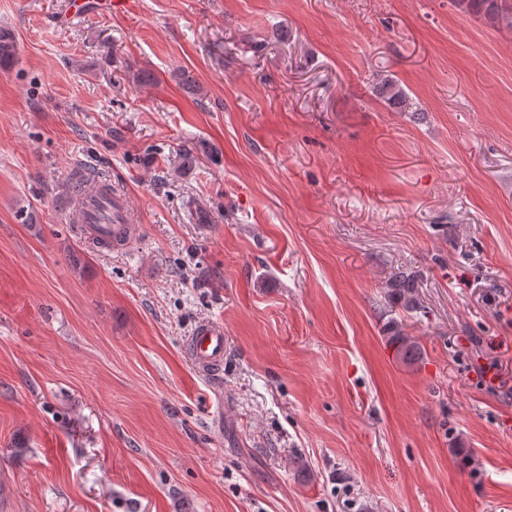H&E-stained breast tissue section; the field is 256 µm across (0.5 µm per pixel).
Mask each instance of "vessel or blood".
<instances>
[{
	"instance_id": "b4317fda",
	"label": "vessel or blood",
	"mask_w": 512,
	"mask_h": 512,
	"mask_svg": "<svg viewBox=\"0 0 512 512\" xmlns=\"http://www.w3.org/2000/svg\"><path fill=\"white\" fill-rule=\"evenodd\" d=\"M64 210L69 223L80 225L86 237L115 249L127 246L140 233L127 192L109 189L99 181H89ZM187 350L200 374L220 373L227 351L223 326L199 324L188 338Z\"/></svg>"
}]
</instances>
